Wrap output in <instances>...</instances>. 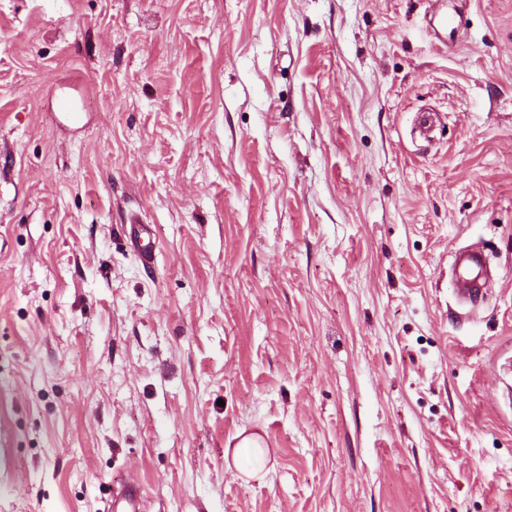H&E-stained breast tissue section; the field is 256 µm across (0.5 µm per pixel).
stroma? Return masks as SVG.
<instances>
[{
  "label": "stroma",
  "mask_w": 512,
  "mask_h": 512,
  "mask_svg": "<svg viewBox=\"0 0 512 512\" xmlns=\"http://www.w3.org/2000/svg\"><path fill=\"white\" fill-rule=\"evenodd\" d=\"M429 10L0 0V512H512V0ZM129 224L132 225V231H134L137 238L138 258L144 265H152L155 261L154 234L147 225L141 224L139 218L135 215L129 217ZM454 291L459 303L480 295L484 290L486 266L480 251L458 248L453 254ZM141 489L135 479H127L121 483L119 488L112 490V502L110 511L112 512H140L141 509Z\"/></svg>",
  "instance_id": "obj_1"
}]
</instances>
